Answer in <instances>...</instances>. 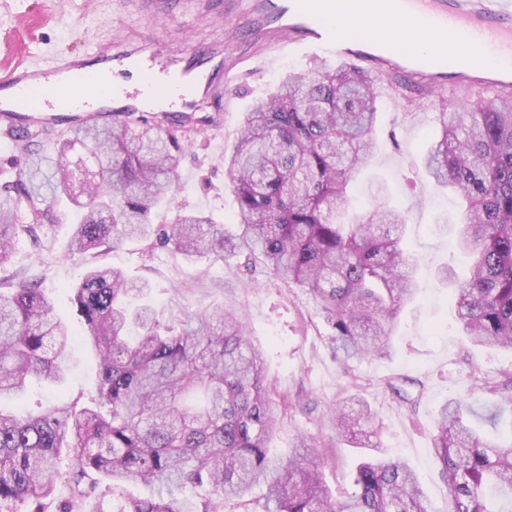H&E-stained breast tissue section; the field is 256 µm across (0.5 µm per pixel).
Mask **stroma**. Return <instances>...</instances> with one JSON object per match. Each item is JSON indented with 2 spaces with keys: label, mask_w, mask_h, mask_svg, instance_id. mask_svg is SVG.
Here are the masks:
<instances>
[{
  "label": "stroma",
  "mask_w": 512,
  "mask_h": 512,
  "mask_svg": "<svg viewBox=\"0 0 512 512\" xmlns=\"http://www.w3.org/2000/svg\"><path fill=\"white\" fill-rule=\"evenodd\" d=\"M133 0H0V67L19 56L50 58L88 48L95 39L123 35L156 34L193 44L224 40L227 62L252 56L256 34L269 25L260 12L241 20L226 10L227 0H213L223 8L222 24L205 16V0H176L177 13L190 17V26L173 24L158 30L135 14ZM308 58L286 52L267 53L254 70L227 89V110L213 122L194 128L179 166L175 208L202 211L215 223L236 221L237 202L227 185L224 160L234 150L239 123L253 102L268 95L289 71H300ZM420 78L392 75L378 91L382 114L376 144L351 194L350 212L370 206L383 194L407 213L404 247L418 261L420 293L399 317L393 352L387 358H369L341 365L331 349L330 329L313 302L301 290L271 280L263 270L246 275L227 264L184 259L166 249H146L131 242L97 257L67 259L71 219L59 215L47 225L52 247L37 250L25 236L15 241L12 260L0 266V280L21 273L40 278L58 318L76 329L63 382H36L21 398L5 402L8 411L36 410L93 393L97 357L85 335L72 300V289L89 264L122 270L130 279L149 280L151 297L172 321L179 307L207 310L233 303L246 316L249 334L264 351L262 373L281 406L280 430L273 452L284 455L297 434L317 438L325 458L323 482L335 497L352 491L350 475L364 456L361 448L337 440L326 419L327 411L356 394L363 398L383 425L384 452L406 461L432 507L443 512L447 491L438 473L432 433L443 402L468 391L472 375L496 380L512 370V353L473 346L456 326L449 287L440 285L436 269L453 266L466 277L469 262L454 248L461 224V200L449 189L434 186L423 165L431 142V114L443 97L421 96ZM399 381L418 396L409 410L388 384Z\"/></svg>",
  "instance_id": "35a3bbf8"
}]
</instances>
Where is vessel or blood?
<instances>
[{
	"label": "vessel or blood",
	"instance_id": "vessel-or-blood-1",
	"mask_svg": "<svg viewBox=\"0 0 512 512\" xmlns=\"http://www.w3.org/2000/svg\"><path fill=\"white\" fill-rule=\"evenodd\" d=\"M266 13L276 25L273 50L296 40L315 57L373 61L383 78L408 68L430 82L450 74L512 90V0H270ZM357 22L373 37L355 38ZM411 34L429 36L430 54L407 45ZM237 79L224 65L223 44L191 52L151 35L124 47L96 42L45 62L20 59L0 70V135L137 116L147 90L168 99L169 121L193 125Z\"/></svg>",
	"mask_w": 512,
	"mask_h": 512
}]
</instances>
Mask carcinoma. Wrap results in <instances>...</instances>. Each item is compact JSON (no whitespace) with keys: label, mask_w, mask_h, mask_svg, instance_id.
Instances as JSON below:
<instances>
[{"label":"carcinoma","mask_w":512,"mask_h":512,"mask_svg":"<svg viewBox=\"0 0 512 512\" xmlns=\"http://www.w3.org/2000/svg\"><path fill=\"white\" fill-rule=\"evenodd\" d=\"M374 79L352 64L315 60L288 72L245 113L225 165L238 201L234 224L173 204L188 130L142 117L71 125L42 169L39 139L23 137L25 166L0 184V265L23 231L46 247L44 222L64 200L77 221L68 257L130 241L187 259L262 258L284 285L302 288L331 328L336 360L385 358L402 308L415 296L414 262L402 247L403 212L379 200L353 221L348 187L365 166L377 127ZM425 167L465 202L458 247L472 258L453 289L460 328L476 346L512 352V99L493 91L433 113ZM150 286L92 267L73 302L99 358L87 399L36 414L0 412V512H224L261 490L262 512H433L411 468L387 456L361 460L343 501L321 483L318 442L299 435L286 456L270 453L279 405L262 375V356L233 306L179 310L165 324L141 302ZM71 329L54 315L41 281L0 283V399L35 379L60 382ZM470 391L493 397L483 416L464 397L438 414L433 449L447 488L445 512H512V429L477 434L470 418L497 422L512 406V372ZM336 407L337 437L380 447V427L363 402ZM107 484L110 499L95 496ZM131 483L153 488L128 494Z\"/></svg>","instance_id":"obj_1"}]
</instances>
